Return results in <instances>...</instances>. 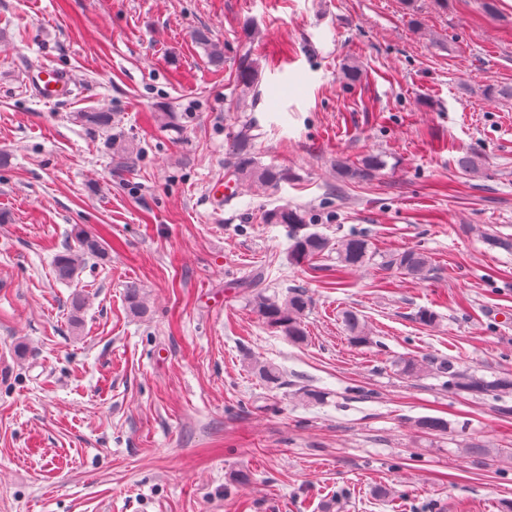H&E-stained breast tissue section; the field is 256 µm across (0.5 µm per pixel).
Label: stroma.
<instances>
[{"instance_id": "obj_1", "label": "stroma", "mask_w": 512, "mask_h": 512, "mask_svg": "<svg viewBox=\"0 0 512 512\" xmlns=\"http://www.w3.org/2000/svg\"><path fill=\"white\" fill-rule=\"evenodd\" d=\"M486 2L0 0V512L512 507V393L398 368L451 359L512 375V101L485 94L512 85V0ZM243 54L260 64L247 94ZM48 66L73 96H35ZM82 112L111 113V130ZM249 120L261 162L293 178L217 205L228 135ZM112 132L140 149L134 169L116 170ZM466 154L478 173L459 168ZM368 155L386 168L339 178L337 160ZM284 204L331 250L289 264L285 228L260 221ZM79 227L108 254L57 281L52 260ZM354 235L376 256L339 288L333 245ZM407 249L430 257L426 279L383 268ZM253 279L307 291V341L262 322L242 295ZM132 285L144 316L126 307ZM347 310L373 345L350 343ZM251 355L280 366L283 385L266 387ZM302 386L326 402L300 401ZM424 416L447 432L421 433ZM472 443L488 458L466 456Z\"/></svg>"}]
</instances>
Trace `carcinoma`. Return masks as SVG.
I'll use <instances>...</instances> for the list:
<instances>
[{
	"label": "carcinoma",
	"mask_w": 512,
	"mask_h": 512,
	"mask_svg": "<svg viewBox=\"0 0 512 512\" xmlns=\"http://www.w3.org/2000/svg\"><path fill=\"white\" fill-rule=\"evenodd\" d=\"M258 62L251 56L243 55L236 67V79L242 90L252 88L258 80ZM79 119L90 128H112V113L82 112ZM251 125H244L230 137V162L225 168L224 179L236 186L244 183L259 184L263 187L277 189L281 184L292 179L288 169L262 163L253 151V138L250 134ZM109 151L118 159V169L125 170L133 165L139 157V150L134 145L121 139H110ZM386 162L378 155H369L358 166L338 164L339 174L348 179L364 180L383 170ZM265 224H283L289 230L288 257L291 263L302 265L312 261L329 249V242L308 231L310 218L308 212L299 207L288 205L277 206L267 210L263 215ZM76 246H66L54 258L55 275L60 280H71L77 274L81 261L86 255L100 256L106 254L103 239L92 232L78 228L74 234ZM336 285H346L345 275L370 263L373 259L369 241L362 236H352L343 240L337 247ZM386 266L393 267L401 273L415 279L426 278L430 271L429 257L417 250H405L394 254L385 261ZM249 302L258 317L268 327L276 329L288 341L301 344L307 339L305 313L309 309L310 298L299 288L288 291V295L279 297L268 295L260 285L255 284L247 290ZM125 301L128 310L134 315L147 312L146 299L141 289L131 286L127 288ZM350 341L358 347L373 344L372 336L365 322L352 312L343 316ZM251 366L258 377L270 387L283 384L282 372L275 365L254 358ZM439 371L448 375V387L473 396H484L489 393H507L512 391V377H497L487 380L463 370L453 362L441 363ZM417 426L425 433H443L448 430V422L440 417L427 416L417 422Z\"/></svg>",
	"instance_id": "1"
}]
</instances>
